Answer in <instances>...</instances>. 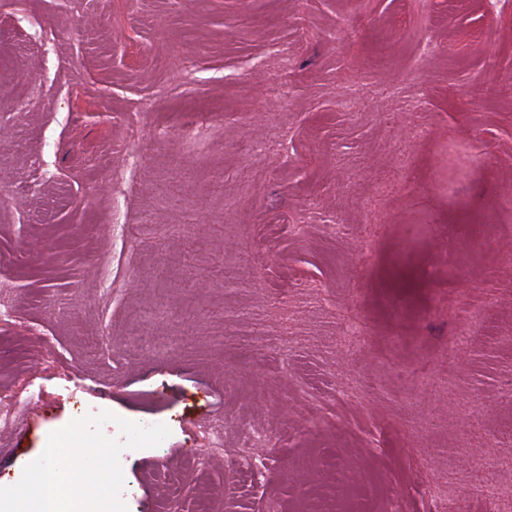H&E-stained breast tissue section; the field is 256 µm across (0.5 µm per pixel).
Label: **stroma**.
Masks as SVG:
<instances>
[{
	"instance_id": "35a3bbf8",
	"label": "stroma",
	"mask_w": 512,
	"mask_h": 512,
	"mask_svg": "<svg viewBox=\"0 0 512 512\" xmlns=\"http://www.w3.org/2000/svg\"><path fill=\"white\" fill-rule=\"evenodd\" d=\"M0 286L1 491L512 512V0H0ZM83 457L73 450H55L53 455L32 462L22 488V495L41 509V495L50 484L54 491L53 512H70L73 496L85 477L79 466ZM301 512H321V511H336V512H380V511H399V508L393 501L385 505H379L370 494H363L354 499L336 500V505L332 508L324 507L322 509H309L305 506L297 509Z\"/></svg>"
}]
</instances>
